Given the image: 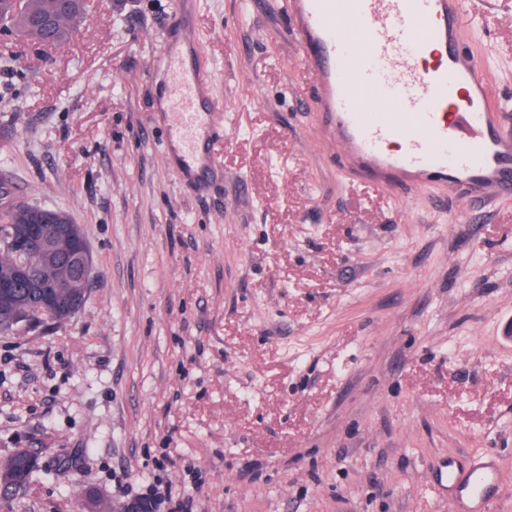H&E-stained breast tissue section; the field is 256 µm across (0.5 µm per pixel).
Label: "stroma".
<instances>
[{"label":"stroma","instance_id":"obj_1","mask_svg":"<svg viewBox=\"0 0 512 512\" xmlns=\"http://www.w3.org/2000/svg\"><path fill=\"white\" fill-rule=\"evenodd\" d=\"M288 0H192L223 175L180 181L154 64L170 0H91L51 48L0 36L8 200L69 214L87 300L0 332V459L42 467L0 512H449L429 470L491 452L512 512V198L405 201L343 171ZM467 41L512 124V0Z\"/></svg>","mask_w":512,"mask_h":512}]
</instances>
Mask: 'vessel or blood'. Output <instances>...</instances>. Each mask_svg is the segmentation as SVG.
<instances>
[{
	"label": "vessel or blood",
	"instance_id": "vessel-or-blood-1",
	"mask_svg": "<svg viewBox=\"0 0 512 512\" xmlns=\"http://www.w3.org/2000/svg\"><path fill=\"white\" fill-rule=\"evenodd\" d=\"M295 39L327 138L344 170L409 196L438 182L457 199L512 196V132L462 35L465 0H290ZM169 140L180 167L214 171L222 105L213 72L180 56L165 66ZM450 512H493L495 457L432 472Z\"/></svg>",
	"mask_w": 512,
	"mask_h": 512
}]
</instances>
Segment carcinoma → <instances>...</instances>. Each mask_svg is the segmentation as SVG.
Returning <instances> with one entry per match:
<instances>
[{
  "label": "carcinoma",
  "instance_id": "1",
  "mask_svg": "<svg viewBox=\"0 0 512 512\" xmlns=\"http://www.w3.org/2000/svg\"><path fill=\"white\" fill-rule=\"evenodd\" d=\"M87 5L83 0H0V19L7 27L0 28V35H14L27 43L41 45L50 39L60 45L67 41L74 25L85 21ZM33 204L13 201L0 210V225L15 227L24 224ZM31 266L37 277L67 283L79 276L75 266L64 269L35 255ZM35 454L26 448H18L0 462V496L10 497L17 488L31 481L34 470L28 461Z\"/></svg>",
  "mask_w": 512,
  "mask_h": 512
}]
</instances>
